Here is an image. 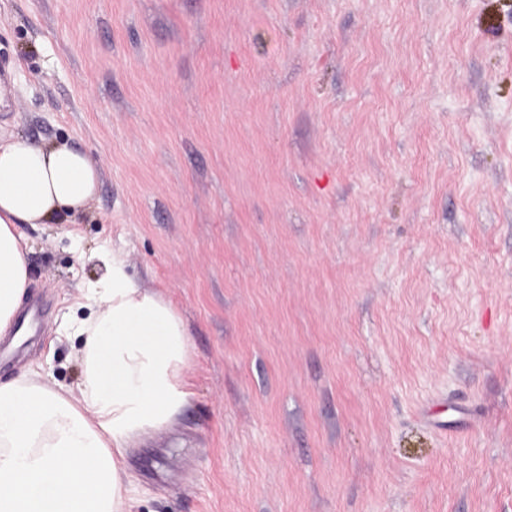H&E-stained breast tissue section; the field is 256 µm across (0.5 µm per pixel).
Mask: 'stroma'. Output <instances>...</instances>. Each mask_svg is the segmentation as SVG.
Listing matches in <instances>:
<instances>
[{"label": "stroma", "instance_id": "35a3bbf8", "mask_svg": "<svg viewBox=\"0 0 512 512\" xmlns=\"http://www.w3.org/2000/svg\"><path fill=\"white\" fill-rule=\"evenodd\" d=\"M1 81L100 183L0 378L77 391L105 254L188 331L131 512H512V0H0Z\"/></svg>", "mask_w": 512, "mask_h": 512}]
</instances>
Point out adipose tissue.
I'll list each match as a JSON object with an SVG mask.
<instances>
[{
    "label": "adipose tissue",
    "mask_w": 512,
    "mask_h": 512,
    "mask_svg": "<svg viewBox=\"0 0 512 512\" xmlns=\"http://www.w3.org/2000/svg\"><path fill=\"white\" fill-rule=\"evenodd\" d=\"M99 183L68 144L38 147L0 135V335L29 292L17 232L75 211ZM78 393L21 374L0 380V512H128L127 448L172 424L187 406L188 333L178 309L143 288L120 256L89 288Z\"/></svg>",
    "instance_id": "1"
}]
</instances>
